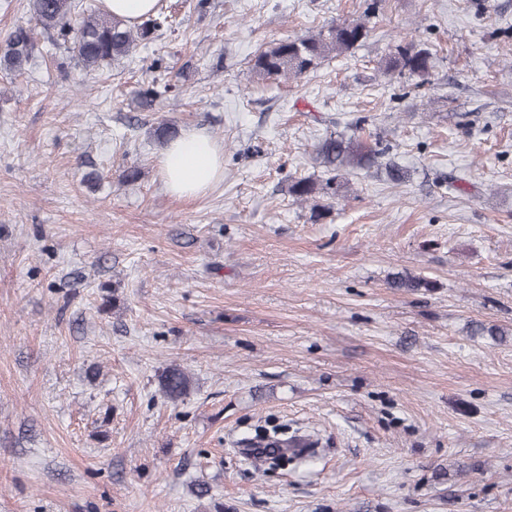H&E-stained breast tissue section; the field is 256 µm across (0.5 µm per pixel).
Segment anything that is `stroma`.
<instances>
[{"label":"stroma","instance_id":"stroma-1","mask_svg":"<svg viewBox=\"0 0 512 512\" xmlns=\"http://www.w3.org/2000/svg\"><path fill=\"white\" fill-rule=\"evenodd\" d=\"M189 3L111 75L43 53L0 75V512H512V0ZM339 20L366 40L255 80ZM401 39L435 55L422 89L384 69ZM154 78L181 93L137 108ZM165 119L223 146L205 196L165 190ZM349 132L407 181L296 203ZM280 423L319 454L243 458ZM367 34L363 23L344 20L327 32L274 43L256 57L252 70L261 79L298 78L325 58L347 54ZM159 385L168 400L177 402L188 395L190 377L179 367H168L160 374Z\"/></svg>","mask_w":512,"mask_h":512}]
</instances>
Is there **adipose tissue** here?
Here are the masks:
<instances>
[{
  "label": "adipose tissue",
  "mask_w": 512,
  "mask_h": 512,
  "mask_svg": "<svg viewBox=\"0 0 512 512\" xmlns=\"http://www.w3.org/2000/svg\"><path fill=\"white\" fill-rule=\"evenodd\" d=\"M166 190L181 199L205 194L224 176V152L206 132L186 128L170 140L159 158Z\"/></svg>",
  "instance_id": "obj_1"
}]
</instances>
